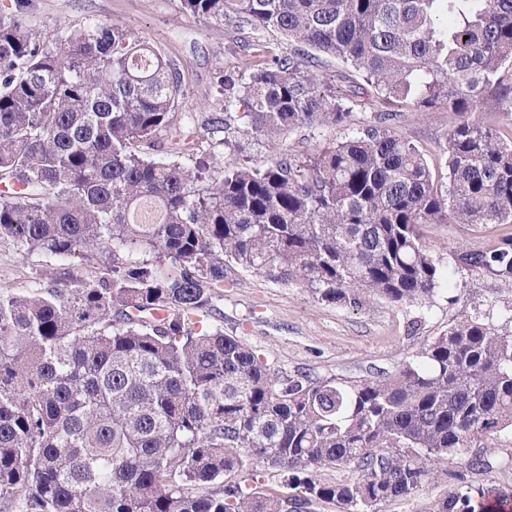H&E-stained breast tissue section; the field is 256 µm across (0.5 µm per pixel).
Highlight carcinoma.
Listing matches in <instances>:
<instances>
[{"label": "carcinoma", "instance_id": "obj_1", "mask_svg": "<svg viewBox=\"0 0 512 512\" xmlns=\"http://www.w3.org/2000/svg\"><path fill=\"white\" fill-rule=\"evenodd\" d=\"M293 44L224 74L212 149L346 124L353 95L452 112L446 173L375 112L303 160L225 162L206 178L147 150L178 126L182 71L126 27L88 25L54 50L0 13V241L48 257L61 288L0 293V512H375L413 497L440 460L512 429V330L465 315L394 373L286 375L200 313L234 266L329 303L430 299L445 274L428 224L512 223V0H180ZM336 60L334 75L315 72ZM512 281V237L461 256ZM97 263V271L81 270ZM296 495L224 476L259 466ZM351 466L335 484L325 468ZM477 495L438 512H475Z\"/></svg>", "mask_w": 512, "mask_h": 512}]
</instances>
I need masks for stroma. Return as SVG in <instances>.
I'll return each mask as SVG.
<instances>
[{"label":"stroma","instance_id":"obj_1","mask_svg":"<svg viewBox=\"0 0 512 512\" xmlns=\"http://www.w3.org/2000/svg\"><path fill=\"white\" fill-rule=\"evenodd\" d=\"M26 2L25 20L48 48H56L71 31L86 25L119 24L177 61L184 72L179 110L193 113L205 150L212 142L205 129L209 119L221 114L232 124L241 122L239 108L227 109L222 104L225 71L243 69L251 48L259 43L278 53L289 50L287 41L268 33L187 14L180 0ZM373 110V105L354 102L351 124L294 132L272 148L245 137L235 156L255 164L270 162L279 153L301 157L355 136ZM454 120V114L444 109L426 115L405 110L393 129L416 144L430 164L441 168L445 165L441 148ZM504 236H512V223L428 225L425 242L440 269L450 272L452 279L423 303L393 307L376 301L352 308L238 268L219 291L218 315L204 316L203 321L240 337L272 367L288 375L331 378L392 373L463 315L475 314L495 328L504 327L512 314V286L490 273L471 271L459 260L462 251L491 248ZM51 268V260L40 255L20 260L12 244L0 241V292L51 287ZM482 445L488 468H469L464 453L439 461L438 479L425 484L412 498L387 502L379 512H437L443 499L457 493L491 486L512 490V430H503Z\"/></svg>","mask_w":512,"mask_h":512}]
</instances>
